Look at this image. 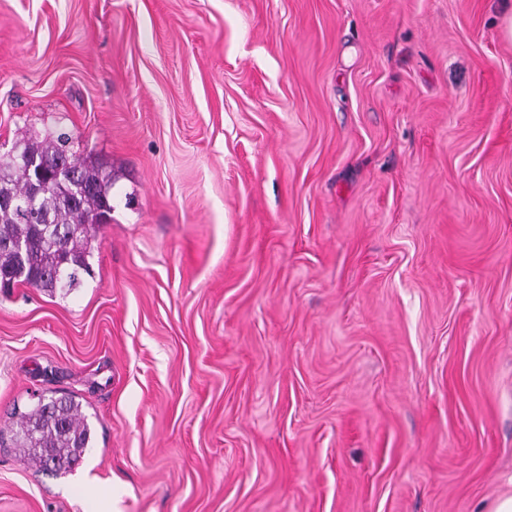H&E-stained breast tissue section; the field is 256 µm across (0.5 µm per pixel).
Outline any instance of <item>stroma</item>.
Wrapping results in <instances>:
<instances>
[{"mask_svg":"<svg viewBox=\"0 0 512 512\" xmlns=\"http://www.w3.org/2000/svg\"><path fill=\"white\" fill-rule=\"evenodd\" d=\"M512 0H0V156L112 172L80 288L0 293V512L512 495ZM74 395L92 442L12 431ZM80 407L70 394L44 398L22 418L14 434L16 448L45 466L47 457L57 473L69 472L91 442V428Z\"/></svg>","mask_w":512,"mask_h":512,"instance_id":"obj_1","label":"stroma"}]
</instances>
